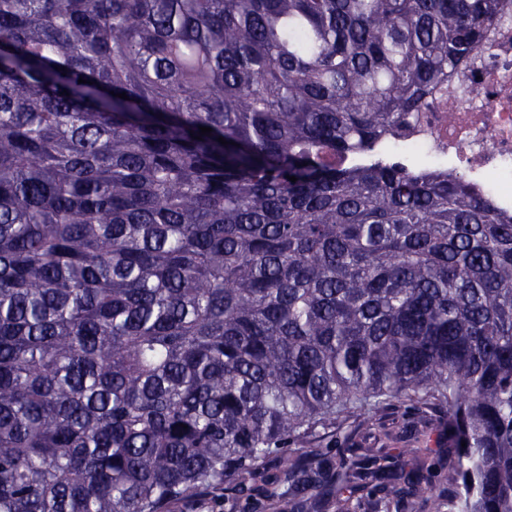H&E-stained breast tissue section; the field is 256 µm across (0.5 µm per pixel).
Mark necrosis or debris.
I'll list each match as a JSON object with an SVG mask.
<instances>
[{"instance_id":"obj_1","label":"necrosis or debris","mask_w":512,"mask_h":512,"mask_svg":"<svg viewBox=\"0 0 512 512\" xmlns=\"http://www.w3.org/2000/svg\"><path fill=\"white\" fill-rule=\"evenodd\" d=\"M488 39V49L449 77L413 129L386 149L399 160L420 154L433 169L464 171L512 212V16Z\"/></svg>"}]
</instances>
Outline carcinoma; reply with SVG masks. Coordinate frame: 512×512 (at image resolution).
I'll return each mask as SVG.
<instances>
[{"label":"carcinoma","instance_id":"1","mask_svg":"<svg viewBox=\"0 0 512 512\" xmlns=\"http://www.w3.org/2000/svg\"><path fill=\"white\" fill-rule=\"evenodd\" d=\"M510 4L0 0V512H170L266 461L302 512H424V431L289 451L397 404L448 408L430 512H512V213L344 162Z\"/></svg>","mask_w":512,"mask_h":512}]
</instances>
